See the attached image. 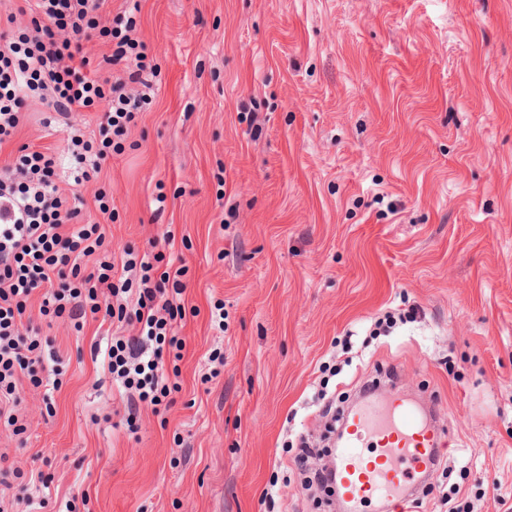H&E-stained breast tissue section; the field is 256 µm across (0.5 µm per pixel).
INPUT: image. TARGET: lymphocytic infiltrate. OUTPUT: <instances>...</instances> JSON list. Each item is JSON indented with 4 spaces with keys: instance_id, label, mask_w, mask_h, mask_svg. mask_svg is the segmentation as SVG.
<instances>
[{
    "instance_id": "lymphocytic-infiltrate-1",
    "label": "lymphocytic infiltrate",
    "mask_w": 512,
    "mask_h": 512,
    "mask_svg": "<svg viewBox=\"0 0 512 512\" xmlns=\"http://www.w3.org/2000/svg\"><path fill=\"white\" fill-rule=\"evenodd\" d=\"M102 5L103 0H29L32 31L0 32V143L18 128L30 98L63 117L105 109L93 137L66 126L61 151L26 149L14 165L0 170V418L18 434L25 431L15 415L20 377L40 386L45 375L58 373L56 354L45 353L38 331L22 327L37 294L42 314L78 325L101 312L121 323H137L136 335L106 346L107 370L139 401L158 405L170 393L163 374L164 344L182 315L175 300L184 292L183 282L167 270L152 278L151 262L129 258L122 268L142 269L139 283H114L115 264L99 225L81 222L79 206L58 184L66 166L74 185L91 181L102 160L121 151L153 89L144 77L147 55L133 36V21L114 28L101 14ZM91 31L111 42L108 61L122 67V77H91L75 66L81 51L75 38ZM93 254L96 267L83 272L82 258Z\"/></svg>"
}]
</instances>
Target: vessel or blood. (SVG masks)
Returning <instances> with one entry per match:
<instances>
[{
    "label": "vessel or blood",
    "mask_w": 512,
    "mask_h": 512,
    "mask_svg": "<svg viewBox=\"0 0 512 512\" xmlns=\"http://www.w3.org/2000/svg\"><path fill=\"white\" fill-rule=\"evenodd\" d=\"M344 433L334 472L337 494L349 508L375 499L408 502L417 475L439 453L435 426L398 393L351 413Z\"/></svg>",
    "instance_id": "b4317fda"
}]
</instances>
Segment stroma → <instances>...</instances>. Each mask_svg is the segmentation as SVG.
Returning a JSON list of instances; mask_svg holds the SVG:
<instances>
[{
    "label": "stroma",
    "mask_w": 512,
    "mask_h": 512,
    "mask_svg": "<svg viewBox=\"0 0 512 512\" xmlns=\"http://www.w3.org/2000/svg\"><path fill=\"white\" fill-rule=\"evenodd\" d=\"M127 10L154 90L77 193L115 255L182 259L181 357L128 429L93 349L136 325L33 297L61 385L21 379L27 431L0 423L8 512H328L295 445L329 456L321 391L346 414L366 384L441 410L415 512H512V0L103 6ZM23 113L0 168L100 117Z\"/></svg>",
    "instance_id": "1"
}]
</instances>
